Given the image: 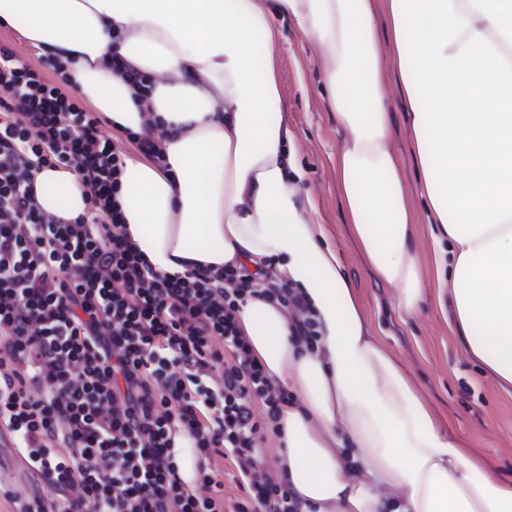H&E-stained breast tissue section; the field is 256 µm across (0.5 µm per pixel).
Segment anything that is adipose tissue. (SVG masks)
<instances>
[{
	"mask_svg": "<svg viewBox=\"0 0 512 512\" xmlns=\"http://www.w3.org/2000/svg\"><path fill=\"white\" fill-rule=\"evenodd\" d=\"M290 18L324 57L326 102L348 222L372 277L418 313L416 225L390 147L391 94L465 354L512 385V0H0V23L60 62L126 131L156 139L163 164L124 159L125 229L170 276L249 265L300 301L249 295L237 322L282 407L278 473L300 512H512L496 477L441 425L408 371L371 336L322 225L290 184L270 16ZM154 76L142 88L106 64ZM41 210L85 213L65 167L34 177ZM311 319L317 336L297 327Z\"/></svg>",
	"mask_w": 512,
	"mask_h": 512,
	"instance_id": "adipose-tissue-1",
	"label": "adipose tissue"
}]
</instances>
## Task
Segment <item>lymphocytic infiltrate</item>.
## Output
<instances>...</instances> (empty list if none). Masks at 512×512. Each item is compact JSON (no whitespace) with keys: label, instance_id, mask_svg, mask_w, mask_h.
Returning a JSON list of instances; mask_svg holds the SVG:
<instances>
[{"label":"lymphocytic infiltrate","instance_id":"1","mask_svg":"<svg viewBox=\"0 0 512 512\" xmlns=\"http://www.w3.org/2000/svg\"><path fill=\"white\" fill-rule=\"evenodd\" d=\"M70 85L0 43V432L38 478L24 494L0 485V512H298L288 485L254 477L290 395L236 321L244 296L286 288L244 267L155 271L116 200L122 155ZM61 165L90 208L48 222L33 177ZM180 436L197 457L191 484ZM226 459L243 492L230 508ZM175 451L183 479L191 483L195 479L197 459L193 452L192 441L188 437H178L175 441Z\"/></svg>","mask_w":512,"mask_h":512}]
</instances>
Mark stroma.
<instances>
[{"mask_svg":"<svg viewBox=\"0 0 512 512\" xmlns=\"http://www.w3.org/2000/svg\"><path fill=\"white\" fill-rule=\"evenodd\" d=\"M271 23L280 32L279 91L281 108L288 114L287 148L297 171L295 181L309 194L310 215L323 225L328 245L356 288L371 333L410 371L443 428L466 441L492 474L507 475L512 471V387L489 381L448 325L450 300L436 288L434 253L402 103H392L391 145L419 224L415 250L426 290L425 306L411 317L399 313L394 287L373 280L347 222L336 174L342 134L325 104L319 60L308 54V41L292 20L275 16Z\"/></svg>","mask_w":512,"mask_h":512,"instance_id":"35a3bbf8","label":"stroma"}]
</instances>
